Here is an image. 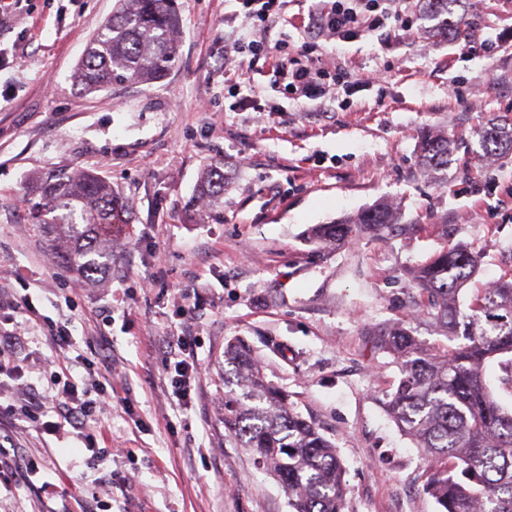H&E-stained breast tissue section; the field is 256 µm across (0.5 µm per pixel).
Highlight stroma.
<instances>
[{"instance_id":"1","label":"stroma","mask_w":512,"mask_h":512,"mask_svg":"<svg viewBox=\"0 0 512 512\" xmlns=\"http://www.w3.org/2000/svg\"><path fill=\"white\" fill-rule=\"evenodd\" d=\"M316 0H291L271 39L317 41L326 65L361 86L286 98L277 54L230 52L250 29L235 0H177L180 37L167 76L87 94L73 71L117 0H22L0 12V295H30L44 322L0 356L24 375L0 383V443L26 448L41 485L0 499V512H291L288 494L224 434L227 343L252 347L269 381L335 446L344 512H438L418 449L385 403L400 369L381 346L404 324L427 346L449 341L419 312L414 271L445 243L478 255L461 304L512 279V150L483 153L481 135L512 116V0H457L472 40L427 34L413 0L410 31L383 40L314 38ZM385 79L366 84L367 76ZM243 82L256 99H228ZM480 89L458 103L453 87ZM447 133L448 180L427 174L421 128ZM224 166V217L187 212L202 169ZM90 170L129 201L133 219L106 279L90 284L55 262L30 230L28 205L49 171ZM390 203L397 221L345 243L309 229ZM69 324L77 359L113 365L112 412L84 430L61 426L43 370L54 326ZM198 370L178 399L163 357L183 330ZM39 401L31 417L16 406ZM98 448L91 457L90 448Z\"/></svg>"}]
</instances>
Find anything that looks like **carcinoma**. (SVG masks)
Instances as JSON below:
<instances>
[{
	"instance_id": "obj_1",
	"label": "carcinoma",
	"mask_w": 512,
	"mask_h": 512,
	"mask_svg": "<svg viewBox=\"0 0 512 512\" xmlns=\"http://www.w3.org/2000/svg\"><path fill=\"white\" fill-rule=\"evenodd\" d=\"M455 2L427 0V12L436 19L434 35L446 39L466 33V22L454 16ZM177 39L175 0H118L112 16L89 39L75 83L92 93L117 82L155 81L171 69ZM483 143L490 154L512 144V118L489 127ZM418 149L423 168L448 180V135L423 128ZM223 197L224 170L210 165L190 205L221 218ZM128 212V202L97 175L57 171L40 181V201L30 216L51 257L96 282L112 268L114 238L104 226L128 223ZM394 220L390 205L379 202L353 218L313 227L310 238L336 242ZM477 263L475 253L453 244L412 278L423 315L454 347L438 354L403 327L384 342L401 373L388 410L420 449L428 474L425 488L439 512H512V413L494 401L483 372L487 361L500 358L503 381L512 384V281L494 284L469 310H461L460 287ZM225 360L234 366L237 381L234 388L224 385V433L288 491L293 512H343L346 483L335 446L294 411L288 393L266 381L243 342L229 346Z\"/></svg>"
}]
</instances>
